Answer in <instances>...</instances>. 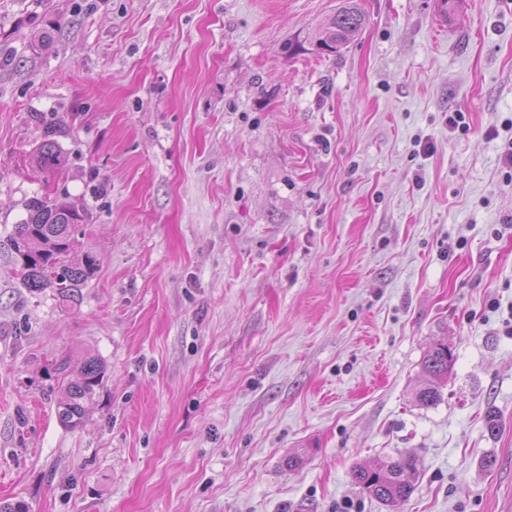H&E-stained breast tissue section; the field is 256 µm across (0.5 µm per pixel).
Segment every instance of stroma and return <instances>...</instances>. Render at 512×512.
Returning a JSON list of instances; mask_svg holds the SVG:
<instances>
[{
	"label": "stroma",
	"mask_w": 512,
	"mask_h": 512,
	"mask_svg": "<svg viewBox=\"0 0 512 512\" xmlns=\"http://www.w3.org/2000/svg\"><path fill=\"white\" fill-rule=\"evenodd\" d=\"M357 2L319 55L340 0H0V503L390 512L353 471L408 451L399 512L512 507V0ZM48 188L99 263L73 304L2 248ZM355 0H344L329 21L311 41L312 51L318 54L338 52L355 33L359 32L365 17ZM33 161L41 171L55 172L68 164V157L67 153L57 146L56 141L46 139L36 149ZM453 359L448 344L436 341L430 345L422 361V370L428 384L416 394V399L421 405H431L440 399L441 388L448 381ZM103 364L94 357L87 358L78 371V379L68 383L57 408V418L64 427L79 426L86 414L85 404L91 400L105 376Z\"/></svg>",
	"instance_id": "stroma-1"
}]
</instances>
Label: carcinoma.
Segmentation results:
<instances>
[{"label":"carcinoma","mask_w":512,"mask_h":512,"mask_svg":"<svg viewBox=\"0 0 512 512\" xmlns=\"http://www.w3.org/2000/svg\"><path fill=\"white\" fill-rule=\"evenodd\" d=\"M365 17L355 0H342L329 21L311 41L312 51L335 53L359 32ZM43 172H55L68 164L67 153L56 141L44 140L33 156ZM27 217L14 226L8 239V252L14 270L24 287L31 291L48 288L62 302H75L82 286L98 270L96 256L81 249L75 238L76 228L86 223V214L58 194L49 192L34 197L26 204ZM453 353L448 344L436 341L430 345L422 361L428 384L416 394L422 405H431L441 397L452 369ZM105 368L94 357L87 358L78 371V379L67 384L57 408V418L65 427L79 426L86 414L85 404L103 382ZM418 476L416 458L400 453L396 458L382 460L372 467H359L353 478L370 496L397 508L413 491Z\"/></svg>","instance_id":"1"}]
</instances>
